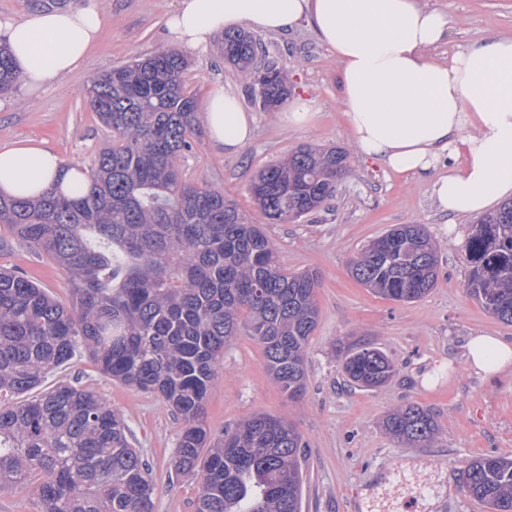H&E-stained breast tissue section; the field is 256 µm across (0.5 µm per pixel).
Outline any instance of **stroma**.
<instances>
[{"label":"stroma","mask_w":512,"mask_h":512,"mask_svg":"<svg viewBox=\"0 0 512 512\" xmlns=\"http://www.w3.org/2000/svg\"><path fill=\"white\" fill-rule=\"evenodd\" d=\"M420 2L448 16L447 39L429 51L435 60L450 61L490 35H512V0ZM174 3L100 0L104 27L85 68L35 91L18 84L10 94L11 109L0 111V146L44 139L65 163L91 168L112 131L88 105L90 79L105 68L168 50L165 19ZM258 37L268 60L287 73L291 98L310 102V119L293 124L287 108L263 111L249 80L225 65L216 50L190 56L187 88L202 102L217 86L235 93L254 119V134L235 155L200 135L181 170L188 182L236 200L277 244L284 268L317 273L319 318L307 348L306 394L297 402L288 400L266 370L260 344L242 334L225 347L224 369L206 400L210 434L221 437L256 413L292 423L307 443L302 512H486L461 491L459 474L476 456H512V374H477L466 361V345L479 333L512 340V325L487 314L465 290V241L474 220H449L434 204L426 179L396 175L359 156L340 100L336 55L305 22ZM306 143L346 150L348 169L336 195L299 222L267 221L250 194L252 179ZM397 224L424 225L439 248L437 286L412 303L383 299L348 272L363 245ZM0 265L24 272L61 301L70 298L67 273L43 252L12 239L1 224ZM368 345L396 365L390 381L375 389L350 385L341 369L346 350ZM48 381L80 382L122 414L129 440L157 484L155 512H194V485L173 470L183 423L161 397L102 375L85 357L52 371ZM409 403L428 408L439 424L428 446L398 442L382 427L386 414ZM397 463L405 468L402 486L386 479Z\"/></svg>","instance_id":"1"}]
</instances>
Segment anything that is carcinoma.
Wrapping results in <instances>:
<instances>
[{
	"label": "carcinoma",
	"instance_id": "obj_1",
	"mask_svg": "<svg viewBox=\"0 0 512 512\" xmlns=\"http://www.w3.org/2000/svg\"><path fill=\"white\" fill-rule=\"evenodd\" d=\"M260 43L224 31V61L253 79L265 112L288 100L287 74L260 69ZM189 60L164 51L111 67L91 81L89 107L112 129L86 186L36 200L0 196V223L70 277L66 305L16 269L0 268V492L33 485L41 512H154L147 463L122 415L79 385L45 386L85 356L104 375L161 396L181 418L173 467L196 488L195 512H301L303 436L267 413L215 440L204 420L224 347L241 329L263 348L288 399L306 391V350L319 308L316 273H288L276 243L224 192L186 181L180 160L199 134ZM20 81L0 45V94ZM347 153L301 145L252 181L258 210L281 224L320 210L336 192ZM466 291L512 324V200L476 219L465 247ZM354 279L385 299L414 302L434 288L439 256L422 224L395 225L363 246ZM342 370L366 389L393 376L375 347L349 350ZM392 437L426 445L432 413L407 404L382 422ZM488 512H512V457L484 454L460 473Z\"/></svg>",
	"mask_w": 512,
	"mask_h": 512
}]
</instances>
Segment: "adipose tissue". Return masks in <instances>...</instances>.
I'll return each mask as SVG.
<instances>
[{
  "label": "adipose tissue",
  "instance_id": "obj_1",
  "mask_svg": "<svg viewBox=\"0 0 512 512\" xmlns=\"http://www.w3.org/2000/svg\"><path fill=\"white\" fill-rule=\"evenodd\" d=\"M306 21L340 63L341 101L359 154L392 171L429 179L438 209L477 216L512 198V37L490 36L450 62L428 54L448 36L446 14L417 0H177L166 21L170 45L208 52L223 30L251 24L280 32ZM102 30L97 0L19 21L0 18L22 78L44 86L82 70ZM209 139L237 153L253 117L237 97L215 88L204 109ZM46 143L0 147V194L38 198L51 188L85 185ZM476 373L512 369V341L480 333L467 343Z\"/></svg>",
  "mask_w": 512,
  "mask_h": 512
}]
</instances>
